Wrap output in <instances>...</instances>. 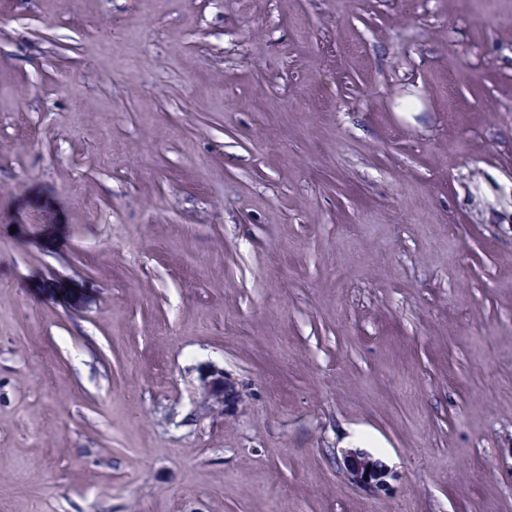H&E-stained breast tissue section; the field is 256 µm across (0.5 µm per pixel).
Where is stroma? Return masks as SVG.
I'll return each instance as SVG.
<instances>
[{
    "label": "stroma",
    "instance_id": "35a3bbf8",
    "mask_svg": "<svg viewBox=\"0 0 512 512\" xmlns=\"http://www.w3.org/2000/svg\"><path fill=\"white\" fill-rule=\"evenodd\" d=\"M0 512H512V0H0ZM200 406L207 413L232 416L242 403V392L235 381L224 376L223 368L210 366L200 376ZM342 455L344 473L353 485L372 494L386 490L390 473L380 460L357 449H345Z\"/></svg>",
    "mask_w": 512,
    "mask_h": 512
}]
</instances>
